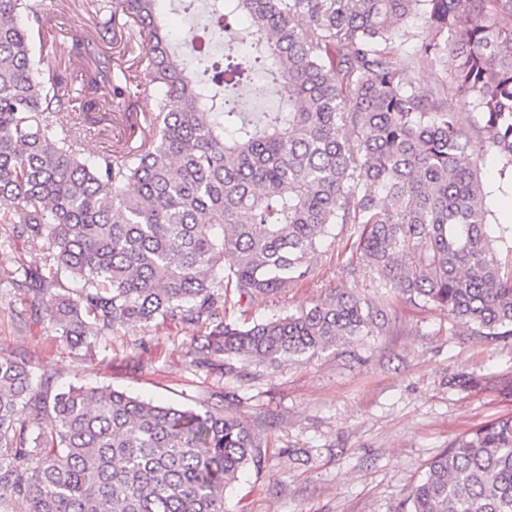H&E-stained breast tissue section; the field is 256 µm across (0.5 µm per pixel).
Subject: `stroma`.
Listing matches in <instances>:
<instances>
[{"instance_id":"stroma-1","label":"stroma","mask_w":512,"mask_h":512,"mask_svg":"<svg viewBox=\"0 0 512 512\" xmlns=\"http://www.w3.org/2000/svg\"><path fill=\"white\" fill-rule=\"evenodd\" d=\"M60 31L46 65L67 56L70 34L93 30L81 0H42ZM357 227L340 224L309 277L281 297L230 305L231 323L261 322L354 289L383 310V333L362 336L275 369L250 367L243 379L190 366L197 331L169 322L129 325L89 349L62 343L43 319H21L23 292L0 279V351L21 353L58 385L109 386L183 409L223 393L262 447L224 493V512H407L413 486L459 435L512 416V338L475 335L446 312L373 288L365 272L346 274ZM45 244L0 228V269L45 267Z\"/></svg>"}]
</instances>
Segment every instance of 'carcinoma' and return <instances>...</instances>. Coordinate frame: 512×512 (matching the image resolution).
I'll use <instances>...</instances> for the list:
<instances>
[{
    "mask_svg": "<svg viewBox=\"0 0 512 512\" xmlns=\"http://www.w3.org/2000/svg\"><path fill=\"white\" fill-rule=\"evenodd\" d=\"M255 51L186 63L156 0H85L96 32L140 44L155 88L116 79L89 33L64 66L37 0H0V224L49 245V275L23 270L25 312L69 345L133 324L205 327L189 364L245 376L382 328L352 289L253 325L225 320L311 273L338 224L375 287L512 337V0H228ZM417 25L414 57L404 29ZM421 65L442 80L423 86ZM254 74L278 107L239 109ZM468 108L448 110V92ZM154 110L138 111L142 99ZM76 110L60 132L50 114ZM128 151L87 147L112 113ZM493 155L498 178L479 162ZM81 283L66 288L61 275ZM260 440L224 396L180 409L110 387L61 389L0 352V512H224V488L259 466ZM408 512H512V417L457 437L412 490Z\"/></svg>",
    "mask_w": 512,
    "mask_h": 512,
    "instance_id": "1",
    "label": "carcinoma"
}]
</instances>
